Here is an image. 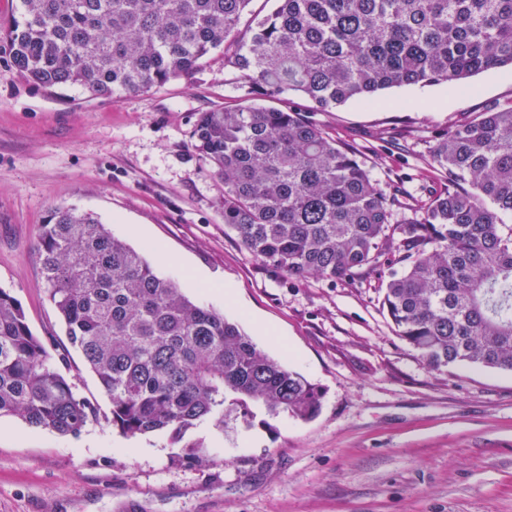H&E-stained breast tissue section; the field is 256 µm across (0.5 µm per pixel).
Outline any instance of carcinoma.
<instances>
[{"instance_id": "carcinoma-1", "label": "carcinoma", "mask_w": 512, "mask_h": 512, "mask_svg": "<svg viewBox=\"0 0 512 512\" xmlns=\"http://www.w3.org/2000/svg\"><path fill=\"white\" fill-rule=\"evenodd\" d=\"M252 2L20 0L0 35L33 85L104 98L190 78L223 50L244 94L200 113L192 138L224 183V224L245 250L294 279L333 284L392 250L404 266L382 306L426 366L512 372V101L435 138L419 197L382 185L310 116L512 66V0H274L243 32ZM286 92L306 109L282 103ZM37 252L69 343L123 435L164 432L176 443L202 421L224 429V412L251 404L303 421L319 413L318 386L91 215L51 210ZM1 416L73 437L100 420L2 288Z\"/></svg>"}]
</instances>
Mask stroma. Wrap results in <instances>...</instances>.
Instances as JSON below:
<instances>
[{"instance_id":"stroma-1","label":"stroma","mask_w":512,"mask_h":512,"mask_svg":"<svg viewBox=\"0 0 512 512\" xmlns=\"http://www.w3.org/2000/svg\"><path fill=\"white\" fill-rule=\"evenodd\" d=\"M9 52L0 39V288L34 335L67 349L63 374L102 418L75 438L0 417V512H512V373L426 367L382 312L381 283L401 268L394 253L347 282L298 281L225 226L224 186L192 146L199 113L238 95L223 57L189 79L91 99L32 86ZM510 101L506 66L313 119L382 181L413 191L437 134ZM56 207L92 214L133 247L155 244L161 275L324 390L319 415L230 411L223 428L198 423L176 444L113 429L41 275L37 235Z\"/></svg>"}]
</instances>
